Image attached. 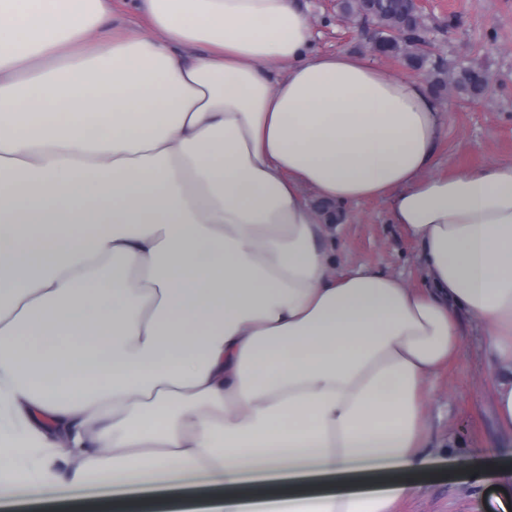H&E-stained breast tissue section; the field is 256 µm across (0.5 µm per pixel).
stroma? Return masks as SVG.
Segmentation results:
<instances>
[{"label":"stroma","mask_w":512,"mask_h":512,"mask_svg":"<svg viewBox=\"0 0 512 512\" xmlns=\"http://www.w3.org/2000/svg\"><path fill=\"white\" fill-rule=\"evenodd\" d=\"M316 47L324 53L351 52L396 76H410L402 61L375 55L364 38L336 17L333 0H304ZM434 52L450 64L483 70L489 93L478 100L441 93L437 102L446 127L437 145L442 172L512 159V0H425ZM420 248L388 220L386 199L346 206L336 225L339 271L360 263L422 283ZM465 343L448 368L428 385L429 481L397 512H500L499 497L512 492V477L500 472L512 455V432L502 430L492 400L496 373L475 325L463 321ZM112 488L99 483L55 482L37 491L17 486L11 512H68L80 505H105Z\"/></svg>","instance_id":"obj_1"}]
</instances>
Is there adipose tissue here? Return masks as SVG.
Instances as JSON below:
<instances>
[{
	"mask_svg": "<svg viewBox=\"0 0 512 512\" xmlns=\"http://www.w3.org/2000/svg\"><path fill=\"white\" fill-rule=\"evenodd\" d=\"M131 5L152 33L93 50L112 0H0V494L258 470L272 512H391L464 317L512 430V161L435 173L428 86L299 0ZM307 188L386 198L422 286L337 272Z\"/></svg>",
	"mask_w": 512,
	"mask_h": 512,
	"instance_id": "1",
	"label": "adipose tissue"
}]
</instances>
